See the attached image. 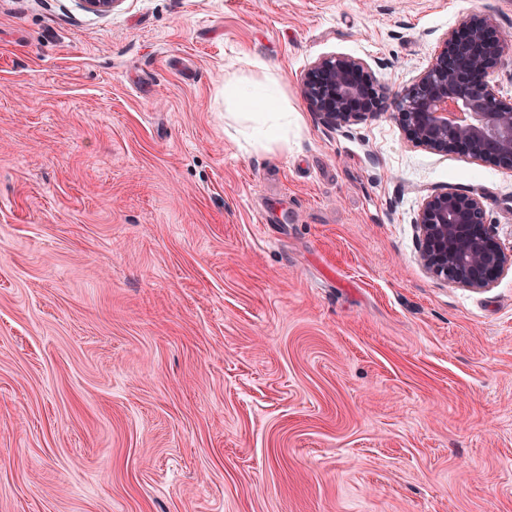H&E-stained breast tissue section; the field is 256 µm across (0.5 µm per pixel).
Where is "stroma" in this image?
Returning a JSON list of instances; mask_svg holds the SVG:
<instances>
[{
    "label": "stroma",
    "instance_id": "35a3bbf8",
    "mask_svg": "<svg viewBox=\"0 0 512 512\" xmlns=\"http://www.w3.org/2000/svg\"><path fill=\"white\" fill-rule=\"evenodd\" d=\"M512 0H0V512H512V270L433 277L428 195L512 169L411 143L392 98ZM362 60L333 129L304 72ZM280 71L255 151L224 80ZM364 63L344 57H323L301 79L302 93L310 109L336 129L358 116L382 111V97L364 74ZM371 101L370 107H364Z\"/></svg>",
    "mask_w": 512,
    "mask_h": 512
}]
</instances>
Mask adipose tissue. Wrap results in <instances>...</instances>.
Instances as JSON below:
<instances>
[{"mask_svg": "<svg viewBox=\"0 0 512 512\" xmlns=\"http://www.w3.org/2000/svg\"><path fill=\"white\" fill-rule=\"evenodd\" d=\"M224 104L233 111L238 133L264 151L287 148L289 129L301 122L288 106L280 72L265 65L259 73L226 80Z\"/></svg>", "mask_w": 512, "mask_h": 512, "instance_id": "obj_1", "label": "adipose tissue"}]
</instances>
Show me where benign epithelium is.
I'll return each mask as SVG.
<instances>
[{"label":"benign epithelium","mask_w":512,"mask_h":512,"mask_svg":"<svg viewBox=\"0 0 512 512\" xmlns=\"http://www.w3.org/2000/svg\"><path fill=\"white\" fill-rule=\"evenodd\" d=\"M121 0H81L105 15ZM512 35L478 16L446 32L427 68L394 97L395 118L408 139L430 150L462 151L512 168V100L500 96L491 76ZM310 109L336 129L358 116L382 111V97L364 74V63L323 57L301 79ZM420 260L436 278L473 290L490 288L512 269L505 250L484 222L480 198L460 191L429 195L416 219Z\"/></svg>","instance_id":"benign-epithelium-1"}]
</instances>
